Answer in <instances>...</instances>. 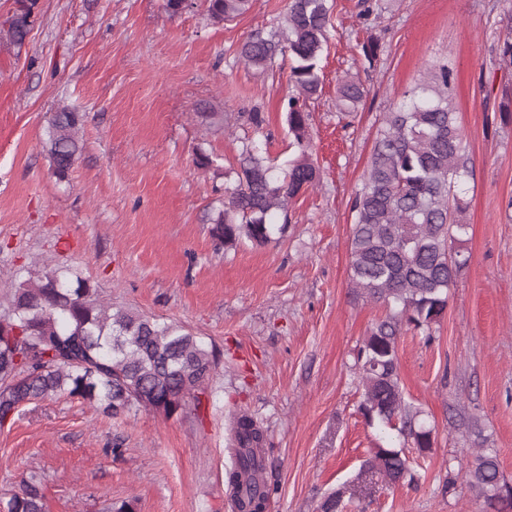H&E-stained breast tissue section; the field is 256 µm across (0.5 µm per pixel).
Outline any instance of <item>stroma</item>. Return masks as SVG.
Segmentation results:
<instances>
[{"mask_svg": "<svg viewBox=\"0 0 512 512\" xmlns=\"http://www.w3.org/2000/svg\"><path fill=\"white\" fill-rule=\"evenodd\" d=\"M359 0H334L322 88L309 110L313 189L293 202L282 237L224 249L210 217L229 167L264 113L279 164L296 155L286 106L289 60L263 72L238 61L250 33L284 26L287 0H252L211 23L204 0L174 15L166 0H32L24 45L0 48V314L8 287L32 268L69 267L106 302L186 326L217 366L199 410L105 416L57 395L0 426V496L42 481L47 512H235L228 419L266 430V512H321L343 491L344 512H483L466 488L462 451L477 418L486 451L512 482V0H380L379 27ZM379 38L374 66L361 43ZM449 60L473 175L462 247L467 266L429 333L397 338L405 398L434 427L426 455L407 448L417 483L365 470L379 433L358 407L357 352L383 310L351 290V199L368 169L384 112L426 68ZM367 89L339 115L342 79ZM81 112V154L68 179L45 142L53 112ZM219 157L199 167L198 153Z\"/></svg>", "mask_w": 512, "mask_h": 512, "instance_id": "1", "label": "stroma"}]
</instances>
